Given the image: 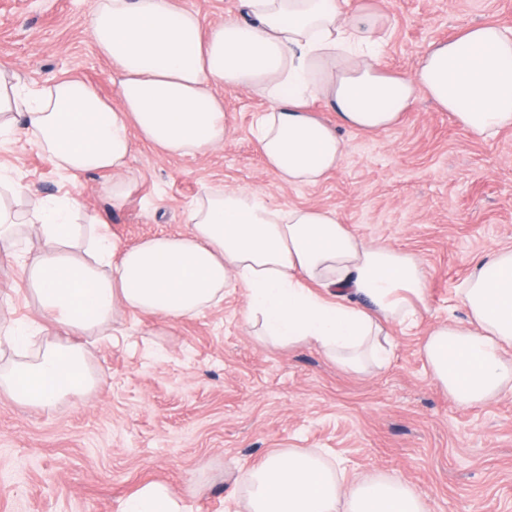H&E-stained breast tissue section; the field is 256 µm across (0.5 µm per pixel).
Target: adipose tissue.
Wrapping results in <instances>:
<instances>
[{
	"instance_id": "adipose-tissue-1",
	"label": "adipose tissue",
	"mask_w": 512,
	"mask_h": 512,
	"mask_svg": "<svg viewBox=\"0 0 512 512\" xmlns=\"http://www.w3.org/2000/svg\"><path fill=\"white\" fill-rule=\"evenodd\" d=\"M240 13L203 31L174 0H94L95 46L112 66L120 104L78 78L41 88L0 74V135L22 133L59 169L112 175L113 202L130 196L134 140L169 155L203 153L234 134L215 90L258 89L273 100L254 135L266 165L291 186L337 170L347 127L376 134L398 123L417 92L484 139L512 128V37L491 24L431 44L417 68L383 72L375 47L378 13L345 12V0H239ZM321 98L328 125L309 109ZM76 198L36 200L26 221L39 240L20 261L22 278L51 333L0 371V392L50 408L97 382L71 336L114 322L125 310L169 321L217 305L228 288L245 318L274 346H313L343 369L383 366L391 326H417L431 274L383 243L368 244L327 209L279 205L252 189H207L189 210V229L119 246L86 238ZM455 301L461 323L432 326L422 354L458 403L478 405L512 390V248L475 260ZM249 512H430L411 487L382 477L346 481L303 451L270 453L239 470Z\"/></svg>"
}]
</instances>
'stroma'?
<instances>
[{"label": "stroma", "mask_w": 512, "mask_h": 512, "mask_svg": "<svg viewBox=\"0 0 512 512\" xmlns=\"http://www.w3.org/2000/svg\"><path fill=\"white\" fill-rule=\"evenodd\" d=\"M93 0H0V70L31 87L77 77L117 103L112 67L88 24ZM384 16L379 63L412 72L431 43L489 23L512 32V0H346ZM234 128L223 147L168 156L135 142L137 181L120 204L108 172L56 168L22 139H0V172L22 189L13 206L66 195L97 214L119 245L187 232L207 188H251L270 202L335 211L368 243H387L431 273L418 328L393 329L389 362L349 372L312 346L264 344L245 300L170 322L127 312L94 336H73L97 390L50 409L0 393V512H120L143 486L179 494L183 512H247L231 492L238 469L269 452L314 453L347 478L381 476L411 486L431 512H512V395L481 406L454 401L431 376L428 329L463 319L453 306L475 259L512 247V129L490 141L458 125L425 94L378 134L339 128L341 166L315 186H288L268 169L253 123L270 108L261 93L218 88ZM33 242L0 247V322L32 328L37 307L19 276Z\"/></svg>", "instance_id": "stroma-1"}]
</instances>
